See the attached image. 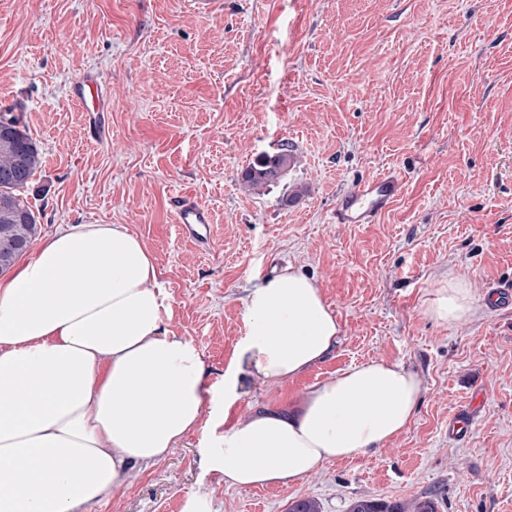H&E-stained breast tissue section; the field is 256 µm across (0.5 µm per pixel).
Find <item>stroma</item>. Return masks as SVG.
Instances as JSON below:
<instances>
[{"instance_id":"stroma-1","label":"stroma","mask_w":512,"mask_h":512,"mask_svg":"<svg viewBox=\"0 0 512 512\" xmlns=\"http://www.w3.org/2000/svg\"><path fill=\"white\" fill-rule=\"evenodd\" d=\"M107 78V109L74 101L77 76ZM16 97L44 156L26 196L41 232L122 224L151 252L172 333L200 351L214 395L247 332L251 288L294 265L341 328L334 352L271 384L248 379L223 432L260 407L367 360L422 380L409 428L370 456L292 484H225L192 434L90 512H288L317 499L434 494L439 512H512V305L446 326L421 302L434 276L477 302L512 282V0H0V96ZM294 164L262 192L259 154ZM398 200L373 224L330 221L338 194L385 171ZM209 207L206 240L173 221L174 193ZM480 398L466 436L448 420ZM293 157L288 145H282L273 154L264 153L252 161L241 173V182L254 192H261L266 187L280 180L291 166Z\"/></svg>"}]
</instances>
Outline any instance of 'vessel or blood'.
Here are the masks:
<instances>
[{"label": "vessel or blood", "instance_id": "1", "mask_svg": "<svg viewBox=\"0 0 512 512\" xmlns=\"http://www.w3.org/2000/svg\"><path fill=\"white\" fill-rule=\"evenodd\" d=\"M106 81L102 74L81 72L72 94L77 101H92L94 111H102ZM402 192V181L396 175L379 174L361 181L342 191L336 201L331 218L336 224H371L378 216L390 209ZM173 217L176 224L189 234H197L207 228L210 213L206 207L184 194L172 199Z\"/></svg>", "mask_w": 512, "mask_h": 512}]
</instances>
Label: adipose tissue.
I'll return each instance as SVG.
<instances>
[{
  "label": "adipose tissue",
  "mask_w": 512,
  "mask_h": 512,
  "mask_svg": "<svg viewBox=\"0 0 512 512\" xmlns=\"http://www.w3.org/2000/svg\"><path fill=\"white\" fill-rule=\"evenodd\" d=\"M150 252L121 224H71L0 280V512H87L137 464L201 427L210 393L198 348L167 328ZM441 274L425 317L480 315ZM248 331L224 371V402L252 376L280 382L322 362L340 324L308 275L286 266L245 300ZM422 383L368 360L312 385L293 409H264L201 447L234 486L295 482L375 453L413 420Z\"/></svg>",
  "instance_id": "1"
}]
</instances>
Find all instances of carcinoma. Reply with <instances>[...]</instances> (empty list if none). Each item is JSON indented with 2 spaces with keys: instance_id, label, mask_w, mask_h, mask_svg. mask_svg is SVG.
Listing matches in <instances>:
<instances>
[{
  "instance_id": "carcinoma-1",
  "label": "carcinoma",
  "mask_w": 512,
  "mask_h": 512,
  "mask_svg": "<svg viewBox=\"0 0 512 512\" xmlns=\"http://www.w3.org/2000/svg\"><path fill=\"white\" fill-rule=\"evenodd\" d=\"M0 123H8L13 128L10 138H0V172L21 168L16 185H0L1 274L10 270L23 255L20 246L30 245L38 235L37 217L22 194L42 166L43 156L24 123L23 115L1 112ZM292 161L291 150L286 145L276 153H264L243 169L241 182L250 190L260 192L279 181ZM438 507L439 501L435 497L395 502L358 498L351 501L348 512H438Z\"/></svg>"
}]
</instances>
